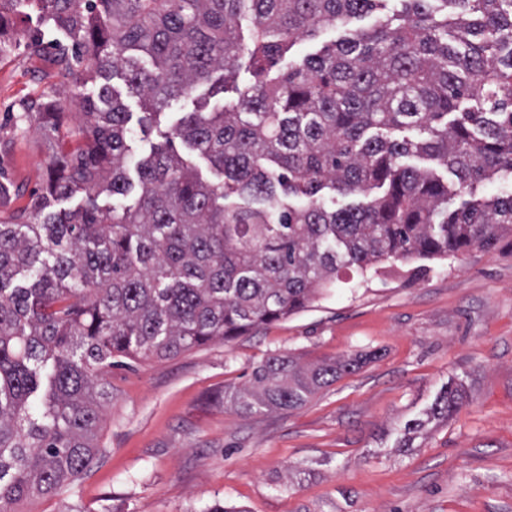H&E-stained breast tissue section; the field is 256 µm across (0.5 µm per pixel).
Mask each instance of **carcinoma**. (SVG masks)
<instances>
[{
    "label": "carcinoma",
    "mask_w": 512,
    "mask_h": 512,
    "mask_svg": "<svg viewBox=\"0 0 512 512\" xmlns=\"http://www.w3.org/2000/svg\"><path fill=\"white\" fill-rule=\"evenodd\" d=\"M34 2L88 55L81 70L64 48L56 63L76 84H103L81 100L75 143L44 106L56 146L44 192L27 220H0V512L100 458L113 359L229 343L305 310L345 269L488 253L512 236V192L477 196L512 178V0H396L301 60L298 41L386 0ZM242 58L250 82L236 99L173 130L185 154L156 147L131 177L129 113L108 81L124 78L149 130L199 84L226 92ZM411 157L438 161L457 188ZM78 192V208L52 210ZM133 192L132 205L99 203ZM331 195L366 200L338 207ZM365 361L272 353L224 404L298 409ZM466 397L448 383L426 416L447 421Z\"/></svg>",
    "instance_id": "obj_1"
}]
</instances>
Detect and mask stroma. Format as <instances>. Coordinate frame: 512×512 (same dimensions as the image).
<instances>
[{
	"instance_id": "stroma-1",
	"label": "stroma",
	"mask_w": 512,
	"mask_h": 512,
	"mask_svg": "<svg viewBox=\"0 0 512 512\" xmlns=\"http://www.w3.org/2000/svg\"><path fill=\"white\" fill-rule=\"evenodd\" d=\"M0 41V217L9 218L41 194L54 160L33 103L56 102L62 131L75 136L76 106L97 89L65 78L55 52L78 50L33 8L11 7ZM111 86L130 114V170L207 96L202 86L182 97L145 134L138 97L122 77ZM369 351L374 360L296 410L245 416L219 399L274 352L315 363ZM105 378L102 456L20 512H512V238L488 253L346 272L307 310L251 335L131 360ZM452 378L467 392L453 419L405 440L406 422Z\"/></svg>"
}]
</instances>
